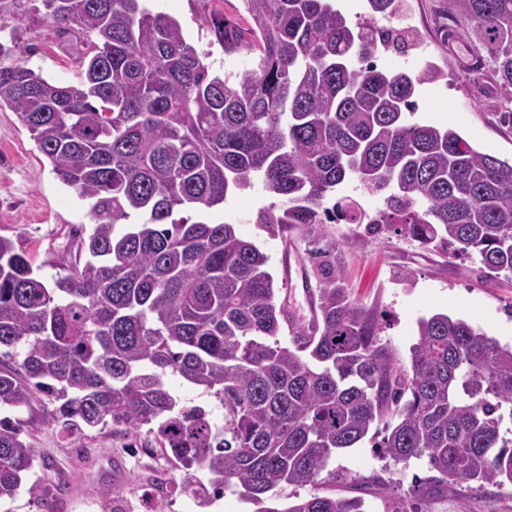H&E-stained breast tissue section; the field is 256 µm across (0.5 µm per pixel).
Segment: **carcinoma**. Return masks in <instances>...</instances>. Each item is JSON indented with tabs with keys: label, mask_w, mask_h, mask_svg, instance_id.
I'll list each match as a JSON object with an SVG mask.
<instances>
[{
	"label": "carcinoma",
	"mask_w": 512,
	"mask_h": 512,
	"mask_svg": "<svg viewBox=\"0 0 512 512\" xmlns=\"http://www.w3.org/2000/svg\"><path fill=\"white\" fill-rule=\"evenodd\" d=\"M32 0H0V33ZM248 32L212 18L224 53L247 51L242 75L209 72L180 24L142 0H42L80 71L53 81L0 42V107L16 113L52 172L90 203L76 257L47 280L26 248L0 236V411L49 401V425L81 439L107 426L136 434L185 469L180 491L207 505L230 487L259 512H365L336 495L331 457L366 437L396 463L427 459L422 502L455 483L512 484V347L467 320L417 321L410 364L379 340L378 317L327 273L311 327L289 322L267 256L235 225L192 222L254 177L279 204L270 232L322 221L386 225L424 246H451L489 275H512V161L484 153L453 126L414 121L436 82L378 68L406 30L374 18L403 0H367L350 26L333 0H242ZM473 24L512 100V0H445ZM357 181L383 192L375 219L329 193ZM141 221L129 223L132 215ZM179 377L224 409L216 425L180 404ZM21 420L0 417V500L27 491L39 512L57 500L25 481L37 453ZM207 475L196 479L191 470ZM324 490L283 509L287 486Z\"/></svg>",
	"instance_id": "obj_1"
}]
</instances>
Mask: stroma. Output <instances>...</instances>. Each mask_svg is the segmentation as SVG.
Masks as SVG:
<instances>
[{
  "label": "stroma",
  "mask_w": 512,
  "mask_h": 512,
  "mask_svg": "<svg viewBox=\"0 0 512 512\" xmlns=\"http://www.w3.org/2000/svg\"><path fill=\"white\" fill-rule=\"evenodd\" d=\"M148 4L180 23L185 38L207 53L212 72L240 75L253 69L254 55L224 53L208 25L210 17L220 13L244 25L241 0H148ZM376 23L393 25L415 37L414 47L406 54L381 52L379 67L418 70L430 61L444 73L442 80L422 87L416 120L452 124L476 148L511 160L512 123H504L502 115L512 112V101L500 91L491 67L467 75L448 54L449 30H468L467 21L449 16L444 0H405L397 19L389 22L380 17ZM15 53L29 67L59 81L72 79L78 69L76 55L58 36L40 2L19 24ZM274 202L264 184L255 179L249 187L229 194L223 205L203 214L188 210L184 216L235 225L242 238L267 255L275 280H282L285 267H292L288 309L297 322L310 318L302 282L315 285L324 277L319 260L310 255L317 237L333 248L336 271L345 287L353 299L375 310L381 341L395 348L402 361L410 359L417 320L437 312L465 318L501 344L512 346V275L486 276L477 259L454 255L441 246L423 248L386 228L369 236L364 225L335 222L316 226L311 233L295 228L274 236L259 222L263 208ZM92 222L89 205L56 178L15 112L0 108V235L22 243L34 266L51 276L67 259L75 228ZM19 417L38 455L31 480L39 489L55 493L58 512H113L112 501L102 495L108 486L121 490L123 512H154L159 505L165 512L255 510L231 490L208 507L184 493L163 494L164 473L180 477L184 471L145 453L151 435L133 436L108 427L72 443L47 425L42 406L22 411ZM333 465L351 477L376 472L385 478V486L363 495L371 512H385V505L393 500L401 501L404 512H512L510 484L467 487L454 483L446 497L417 503L410 495L411 482L413 476H428L426 460L397 465L367 442L337 454Z\"/></svg>",
  "instance_id": "obj_1"
}]
</instances>
